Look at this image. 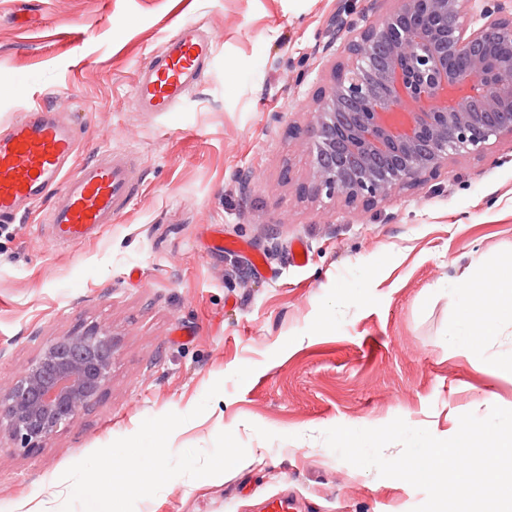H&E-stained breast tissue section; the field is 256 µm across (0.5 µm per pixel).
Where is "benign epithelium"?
Segmentation results:
<instances>
[{
    "instance_id": "benign-epithelium-1",
    "label": "benign epithelium",
    "mask_w": 512,
    "mask_h": 512,
    "mask_svg": "<svg viewBox=\"0 0 512 512\" xmlns=\"http://www.w3.org/2000/svg\"><path fill=\"white\" fill-rule=\"evenodd\" d=\"M376 19L346 21L310 113L311 181L348 207L374 206L440 176L456 156L512 138L508 0H373ZM463 56V70L448 60ZM114 339L93 325L45 344L0 387V434L45 447L75 425L112 379Z\"/></svg>"
}]
</instances>
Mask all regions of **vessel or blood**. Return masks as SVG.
Masks as SVG:
<instances>
[{"mask_svg":"<svg viewBox=\"0 0 512 512\" xmlns=\"http://www.w3.org/2000/svg\"><path fill=\"white\" fill-rule=\"evenodd\" d=\"M218 49L206 30L181 26L139 69L132 100L141 112H173L201 82ZM78 142L65 112L34 106L0 128V221L15 219L44 197L55 236L71 245L94 240L139 194L133 154L103 153L71 168Z\"/></svg>","mask_w":512,"mask_h":512,"instance_id":"vessel-or-blood-1","label":"vessel or blood"}]
</instances>
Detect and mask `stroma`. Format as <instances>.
<instances>
[{"instance_id": "stroma-1", "label": "stroma", "mask_w": 512, "mask_h": 512, "mask_svg": "<svg viewBox=\"0 0 512 512\" xmlns=\"http://www.w3.org/2000/svg\"><path fill=\"white\" fill-rule=\"evenodd\" d=\"M344 6L356 18L371 2L0 0V128L66 108L76 164L130 151L142 182L86 245L55 242L44 203L0 223V385L55 337L104 325L115 340L79 423L0 455V512H60L69 466L169 412L189 417L172 453L229 431L247 455L135 512H268L284 494L299 512H412L423 491L341 460L323 431L399 417L444 439L463 414L512 409V322L478 355L449 339L459 289L512 256V140L373 208L297 190ZM186 24L219 44L201 84L178 111H136L135 72Z\"/></svg>"}]
</instances>
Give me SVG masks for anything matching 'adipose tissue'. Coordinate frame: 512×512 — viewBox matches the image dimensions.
I'll return each instance as SVG.
<instances>
[{
    "label": "adipose tissue",
    "mask_w": 512,
    "mask_h": 512,
    "mask_svg": "<svg viewBox=\"0 0 512 512\" xmlns=\"http://www.w3.org/2000/svg\"><path fill=\"white\" fill-rule=\"evenodd\" d=\"M462 299L463 340L468 348L477 349L482 339L494 334L497 318H512V272L505 270L495 274L487 292L464 289Z\"/></svg>",
    "instance_id": "adipose-tissue-1"
}]
</instances>
